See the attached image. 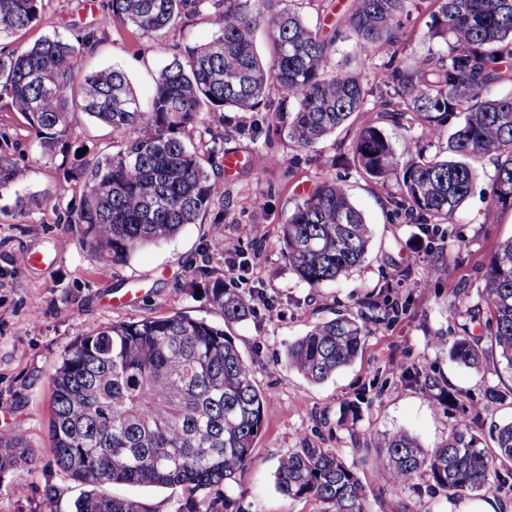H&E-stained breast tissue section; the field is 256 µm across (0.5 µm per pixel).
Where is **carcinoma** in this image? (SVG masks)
<instances>
[{"instance_id": "obj_1", "label": "carcinoma", "mask_w": 512, "mask_h": 512, "mask_svg": "<svg viewBox=\"0 0 512 512\" xmlns=\"http://www.w3.org/2000/svg\"><path fill=\"white\" fill-rule=\"evenodd\" d=\"M292 2L111 0L106 24L155 37L205 3L216 9L211 39L173 56L146 111L122 70L84 71L89 34L47 37L0 56V99L23 114L42 148L66 136L79 112L115 134H131L118 152L74 172L82 195L68 222L101 261L124 263L197 223L220 186L212 158L188 147L181 131L205 111L259 112L272 87L288 103L276 113V126L300 148L356 125L353 166L383 187L395 181L412 222H452L478 179L476 163L489 156L497 161L490 205L512 201V95L488 94L512 78V0H433L426 27L436 47L378 74L388 96L379 112L388 121H412L429 140L447 139L432 156L412 142L400 153L375 122H356L365 111L363 70L379 51L396 53L409 0H350L330 35L308 26ZM41 6L42 0H0V42L35 22ZM262 27L270 40L266 60L253 40ZM349 36L358 68L338 70L336 45ZM370 239L362 211L331 177L288 211L281 244L298 279L321 288L362 266ZM484 278L488 318L481 333L465 325L448 347L451 360L476 372L488 369L493 351L512 367V238L497 245ZM212 300L228 322L250 314L237 291L217 285ZM368 334L359 317L317 323L288 344V367L321 383L357 358ZM53 383L54 462L84 487L72 512H150L138 498L102 491L112 484L183 487L190 498L173 512H224L229 501L202 492L251 461L272 400L223 328L183 314L113 323L80 337ZM494 441L495 450L484 447L465 423L431 448L397 429L382 436L377 450L393 487L422 477L457 496H482L497 469L512 463V422L495 427ZM35 463L26 437L0 435V478ZM276 483L290 498L323 502L325 512H365L367 486L357 466L328 448L306 444L282 456Z\"/></svg>"}]
</instances>
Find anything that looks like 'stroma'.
<instances>
[{
    "label": "stroma",
    "mask_w": 512,
    "mask_h": 512,
    "mask_svg": "<svg viewBox=\"0 0 512 512\" xmlns=\"http://www.w3.org/2000/svg\"><path fill=\"white\" fill-rule=\"evenodd\" d=\"M108 10L109 0H43L37 21L0 50L46 36L94 33L86 70L123 69L145 107L173 54L207 42L215 30L208 6L160 39L128 26L101 25ZM409 10L397 52L422 55L430 47L424 32L432 2L412 0ZM268 104L262 112H204L184 130V140L199 153L220 158L229 151L245 158L246 167H217L223 193L198 223L113 266L83 247L67 222L82 192L69 168L77 150L90 159L112 154L122 138L80 115L66 142L47 151L23 115L0 100V154L11 158L14 169L0 190V433L23 432L37 457L28 472L0 479V512H42L50 487L58 494L57 512H71L82 488L53 463V378L79 337L116 322L180 313L224 327L251 364L257 386L274 393L278 405L265 416L251 463L209 492L210 498L229 499L231 512H324L317 499H292L276 487L280 458L306 443L352 463L359 448L394 428L431 447L465 421H477L483 437L491 424L512 421V370L499 362L476 373L448 357L460 333L454 310L478 302L497 244L512 237V203L489 205L494 162H478L474 192L453 223L414 224L398 204L396 182L377 185L350 165L348 129L301 149L275 130L276 92H269ZM326 176L348 185L372 228V242L365 263L348 279L312 288L292 272L280 230L289 209ZM34 192L38 209L19 214L16 195ZM451 254L456 263L449 266ZM233 277L259 300L246 320L230 323L208 290ZM394 300L403 309L386 316L385 306ZM360 311L370 333L350 366L320 384L289 369L288 343L316 322ZM412 369L427 373L432 387L407 382L402 373ZM492 387L504 399L488 401ZM358 473L368 487L367 512H506L512 506V476L499 482L497 495L456 498L423 478L385 491L387 477L375 459ZM107 491L140 498L151 512H171L175 501L187 497L180 487L114 484Z\"/></svg>",
    "instance_id": "35a3bbf8"
}]
</instances>
